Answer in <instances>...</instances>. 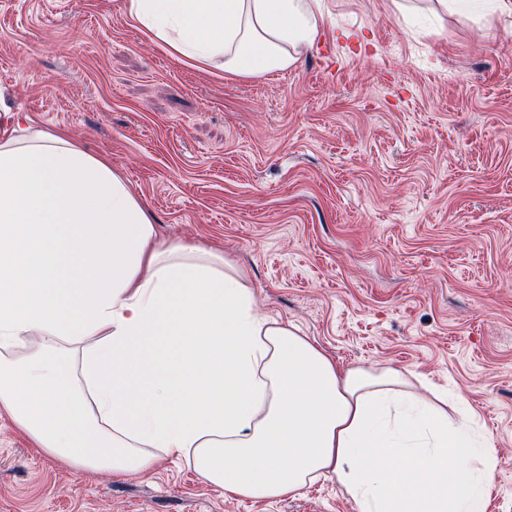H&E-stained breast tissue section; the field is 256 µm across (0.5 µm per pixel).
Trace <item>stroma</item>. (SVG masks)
Listing matches in <instances>:
<instances>
[{
    "mask_svg": "<svg viewBox=\"0 0 512 512\" xmlns=\"http://www.w3.org/2000/svg\"><path fill=\"white\" fill-rule=\"evenodd\" d=\"M126 0H0L21 121L110 157L161 239L243 268L258 309L339 368L460 395L512 512V23L323 0L292 68L229 78L169 55ZM0 512H357L329 479L237 499L167 457L77 472L0 412Z\"/></svg>",
    "mask_w": 512,
    "mask_h": 512,
    "instance_id": "obj_1",
    "label": "stroma"
}]
</instances>
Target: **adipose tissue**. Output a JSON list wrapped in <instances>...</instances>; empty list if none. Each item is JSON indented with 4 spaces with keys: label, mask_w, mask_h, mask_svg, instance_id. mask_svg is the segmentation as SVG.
Returning a JSON list of instances; mask_svg holds the SVG:
<instances>
[{
    "label": "adipose tissue",
    "mask_w": 512,
    "mask_h": 512,
    "mask_svg": "<svg viewBox=\"0 0 512 512\" xmlns=\"http://www.w3.org/2000/svg\"><path fill=\"white\" fill-rule=\"evenodd\" d=\"M493 23L512 0H435ZM170 54L259 77L313 46L322 0H127ZM0 411L76 470L125 477L161 457L274 499L319 478L357 512H486L494 457L466 404L390 367L335 363L258 313L247 273L160 242L109 158L0 102Z\"/></svg>",
    "instance_id": "adipose-tissue-1"
}]
</instances>
